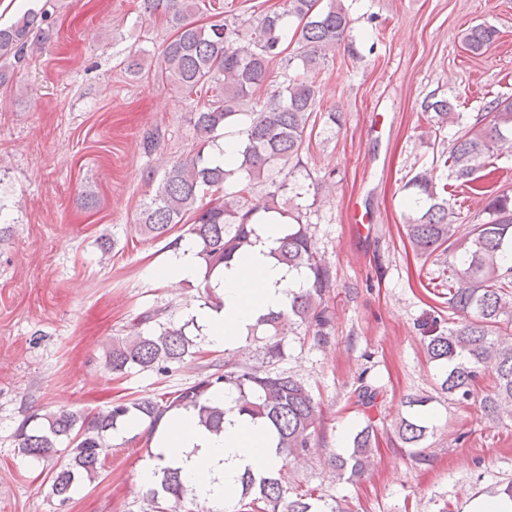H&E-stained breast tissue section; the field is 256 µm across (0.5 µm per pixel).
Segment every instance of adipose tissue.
Instances as JSON below:
<instances>
[{"label":"adipose tissue","mask_w":512,"mask_h":512,"mask_svg":"<svg viewBox=\"0 0 512 512\" xmlns=\"http://www.w3.org/2000/svg\"><path fill=\"white\" fill-rule=\"evenodd\" d=\"M282 232L277 214L259 215L258 238L247 258L213 276L222 306L196 314L212 344L231 348L250 332L260 315L286 309L288 291L296 287L298 278L271 254ZM155 451L162 454L163 464L180 469L203 512H223L225 501L238 494L239 477L245 470L259 477L281 465L267 428L238 416L225 421L220 435L198 427L186 413L168 418L164 437L155 441Z\"/></svg>","instance_id":"obj_1"}]
</instances>
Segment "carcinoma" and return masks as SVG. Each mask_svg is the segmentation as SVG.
I'll use <instances>...</instances> for the list:
<instances>
[{"label": "carcinoma", "instance_id": "cac0c4a2", "mask_svg": "<svg viewBox=\"0 0 512 512\" xmlns=\"http://www.w3.org/2000/svg\"><path fill=\"white\" fill-rule=\"evenodd\" d=\"M143 14L161 16L172 32L158 65L161 78L187 96H197L190 121L205 146L219 130L235 129L237 150L224 161L198 150L185 161L164 168L158 189L139 213L138 231L150 239L168 238L179 224H189L197 255L205 265V279L214 270L247 253L253 244L256 216L274 212L284 218L283 236L271 255L301 276L298 288L288 290V308L259 316L253 332H261L265 354L282 356L285 330L304 326L319 343L327 342L331 326L324 300L336 287V277L319 256L301 215L280 208V196L288 189L285 174L311 142L320 111L316 71L335 55L349 34V19L342 0H286L280 11H268L250 28L236 22L199 25L192 20L197 0H141ZM45 18L33 10L16 22L0 27V82L25 54L31 31ZM497 31L486 24L468 29L464 43L478 55L495 40ZM296 38L297 51L288 52V37ZM280 60L298 71L276 89L267 91L270 67ZM438 128L462 118L453 112L446 97L432 95L421 103ZM493 118L479 117L461 128L448 153L432 158L431 167L418 170L404 188L408 190L410 214L403 227L416 255L435 258L448 265V309L457 320L448 328L425 337L426 352L439 367L438 390L460 404L479 400L484 415L497 420L512 408V266H504V252L512 251V196H490L487 210L493 219L472 224L459 237L457 214L449 209L448 184L436 183L434 172L444 167L456 180L470 183L496 141L512 137V99L489 104ZM271 181L260 203L253 202V188ZM216 197L213 204L205 196ZM154 332L135 331L115 338L106 366L122 375L138 367L165 374L174 365L194 355L193 340L185 326L158 324ZM493 375V386L478 394L480 380ZM226 391L236 394L232 410L253 421L266 423L273 448L283 463L299 462L314 447L323 419L319 402L301 380L285 373L242 365L205 375L193 385L155 398L112 403L95 413L78 415L59 409L36 423L39 415L27 417L17 428L21 454L46 460L67 443L68 463L52 474L51 491L60 501H69L85 480L101 472L109 454L108 438L130 418L149 420L154 433L169 413L181 410L195 414L198 425L218 433L224 429V405L214 397ZM355 405L372 409L379 391L364 383L354 390ZM428 398H408L413 412L396 425L399 439L413 448L412 457L426 459L422 442L430 432L422 411ZM377 431L367 423L356 432L352 450L330 458L340 478L362 475L376 447ZM157 484L149 489L154 508L183 499L190 489L180 470L169 466L156 470ZM240 512H345L339 506L323 510L322 496L315 490H289L282 472L256 478L247 470L240 476Z\"/></svg>", "mask_w": 512, "mask_h": 512}]
</instances>
